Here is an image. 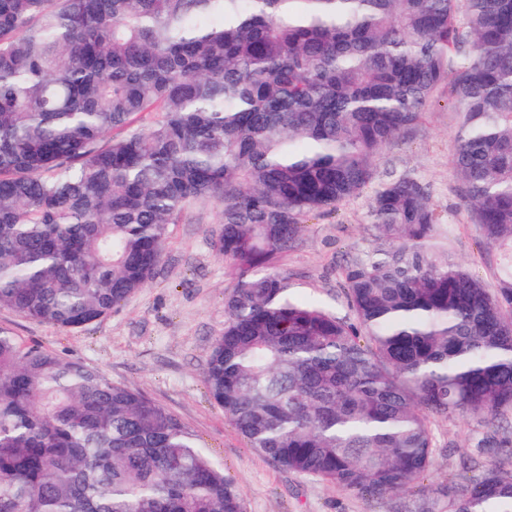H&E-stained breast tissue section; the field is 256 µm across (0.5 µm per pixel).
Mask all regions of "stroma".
I'll return each mask as SVG.
<instances>
[{
	"mask_svg": "<svg viewBox=\"0 0 512 512\" xmlns=\"http://www.w3.org/2000/svg\"><path fill=\"white\" fill-rule=\"evenodd\" d=\"M460 114L447 89H439L413 132L392 143L377 162V179L410 175L425 183L430 202L448 234V260L477 278L493 280V262L464 206L463 185L452 165ZM365 189L336 210L311 218L295 247L279 261L291 293L316 300L341 317L351 311L338 270L371 240ZM218 208L208 205L198 223L168 227L164 255L154 278L106 317L76 331L23 318L0 309V328L21 343L38 345L94 368L165 407L223 469L243 500L245 512H420L433 506L449 481L467 477L465 461L485 431L478 419L436 417L434 466L421 486L399 503L337 489L313 477L284 470L250 448L209 398L203 371L224 330V297L236 276L215 246Z\"/></svg>",
	"mask_w": 512,
	"mask_h": 512,
	"instance_id": "obj_1",
	"label": "stroma"
}]
</instances>
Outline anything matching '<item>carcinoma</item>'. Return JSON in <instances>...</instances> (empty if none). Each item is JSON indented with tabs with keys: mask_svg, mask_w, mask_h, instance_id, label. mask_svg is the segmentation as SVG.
I'll return each instance as SVG.
<instances>
[{
	"mask_svg": "<svg viewBox=\"0 0 512 512\" xmlns=\"http://www.w3.org/2000/svg\"><path fill=\"white\" fill-rule=\"evenodd\" d=\"M444 83L495 287L442 258L405 175L340 269L355 321L292 297L303 224L363 192ZM211 201L237 283L203 379L249 446L396 498L433 466L431 418L476 417L480 470L446 512H512V0H0V308L98 321ZM0 512L244 504L163 406L0 329Z\"/></svg>",
	"mask_w": 512,
	"mask_h": 512,
	"instance_id": "carcinoma-1",
	"label": "carcinoma"
}]
</instances>
